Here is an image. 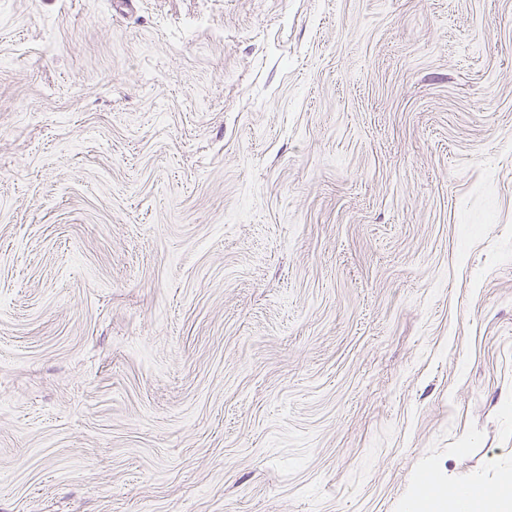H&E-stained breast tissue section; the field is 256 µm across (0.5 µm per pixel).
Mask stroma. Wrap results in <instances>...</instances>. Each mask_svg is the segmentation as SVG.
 <instances>
[{
    "instance_id": "35a3bbf8",
    "label": "stroma",
    "mask_w": 512,
    "mask_h": 512,
    "mask_svg": "<svg viewBox=\"0 0 512 512\" xmlns=\"http://www.w3.org/2000/svg\"><path fill=\"white\" fill-rule=\"evenodd\" d=\"M0 0V512L512 494V0ZM437 478L432 475V470L424 468L415 482L417 497L425 503V511L446 512L448 504L452 505L455 512H481L486 511V506L492 501H497L499 511H510L512 500L504 496L494 488L483 485L463 483L448 478V483L440 487L437 493L432 491Z\"/></svg>"
}]
</instances>
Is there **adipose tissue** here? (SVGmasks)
Wrapping results in <instances>:
<instances>
[{"instance_id": "obj_1", "label": "adipose tissue", "mask_w": 512, "mask_h": 512, "mask_svg": "<svg viewBox=\"0 0 512 512\" xmlns=\"http://www.w3.org/2000/svg\"><path fill=\"white\" fill-rule=\"evenodd\" d=\"M416 492L426 512H484L490 502H498L501 512H512V498L483 485L449 480L437 485L430 469H423L415 482Z\"/></svg>"}]
</instances>
